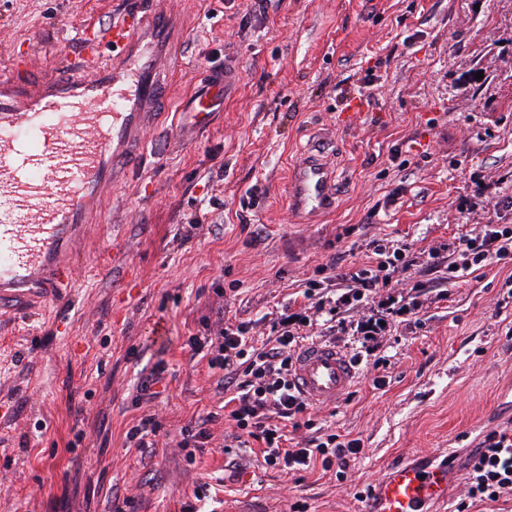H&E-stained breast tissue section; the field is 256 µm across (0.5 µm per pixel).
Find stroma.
Masks as SVG:
<instances>
[{
    "label": "stroma",
    "mask_w": 512,
    "mask_h": 512,
    "mask_svg": "<svg viewBox=\"0 0 512 512\" xmlns=\"http://www.w3.org/2000/svg\"><path fill=\"white\" fill-rule=\"evenodd\" d=\"M149 5L172 17L175 93L143 164L98 202L64 295L0 315V512H111L119 495L132 512H181L202 482L217 486L207 512H289L297 497L309 512H359L388 463L512 424V262L454 287L425 264L462 232L512 225V0H283L264 13L254 0H0V82L49 71L92 26ZM216 72L225 96L202 124L190 97ZM316 152L336 171V202L307 222L287 178ZM379 240L407 242L405 277L427 288L368 348L352 389L312 413L361 439L346 480L256 462L229 481L224 391L189 336L219 309L269 333L308 280L333 277L331 256L359 266ZM161 360L169 440L143 455L125 433L141 415L134 386ZM211 412L215 438L187 465L180 430Z\"/></svg>",
    "instance_id": "obj_1"
}]
</instances>
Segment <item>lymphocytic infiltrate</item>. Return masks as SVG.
I'll use <instances>...</instances> for the list:
<instances>
[{
  "instance_id": "f902f5d3",
  "label": "lymphocytic infiltrate",
  "mask_w": 512,
  "mask_h": 512,
  "mask_svg": "<svg viewBox=\"0 0 512 512\" xmlns=\"http://www.w3.org/2000/svg\"><path fill=\"white\" fill-rule=\"evenodd\" d=\"M508 259L512 260L511 224L484 225L479 232L455 237L428 253L431 264L446 265L451 286L464 281L471 269ZM411 264L409 247L378 244L366 264L339 270L338 288L310 282L303 304L285 314L265 341L255 342L252 323L221 318L206 322L202 333L189 338L191 350L205 355L209 370L230 394L227 418L237 447L257 443L264 463L288 474L318 468L344 477L351 458L361 453L362 442L315 431L307 417L309 404L292 378L293 362L316 325H327L334 336L351 332L371 342L385 334L388 316L415 310L417 301L408 299L404 281L394 277ZM165 372V364L157 363L137 386L133 402L143 413L126 433L128 447L146 448L160 434L162 423L148 405L160 397ZM289 428L303 434L293 446L285 434ZM465 470L457 512L512 496V427L485 434L468 455Z\"/></svg>"
}]
</instances>
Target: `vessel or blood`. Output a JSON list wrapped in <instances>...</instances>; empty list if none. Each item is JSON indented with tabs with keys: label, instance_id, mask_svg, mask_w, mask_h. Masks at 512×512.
I'll return each mask as SVG.
<instances>
[{
	"label": "vessel or blood",
	"instance_id": "1",
	"mask_svg": "<svg viewBox=\"0 0 512 512\" xmlns=\"http://www.w3.org/2000/svg\"><path fill=\"white\" fill-rule=\"evenodd\" d=\"M165 19L152 10L123 18L101 37L106 65L68 63L40 79L0 91V309L13 316L61 297L78 247L87 240L88 203L124 181L139 161L149 108L165 96L159 62ZM222 87L212 84L191 106L209 120ZM335 172L314 158L289 180L297 211L334 203ZM293 375L313 405L328 406L356 378L350 356L330 343L300 350ZM459 451L385 470L364 495L362 512H444Z\"/></svg>",
	"mask_w": 512,
	"mask_h": 512
}]
</instances>
